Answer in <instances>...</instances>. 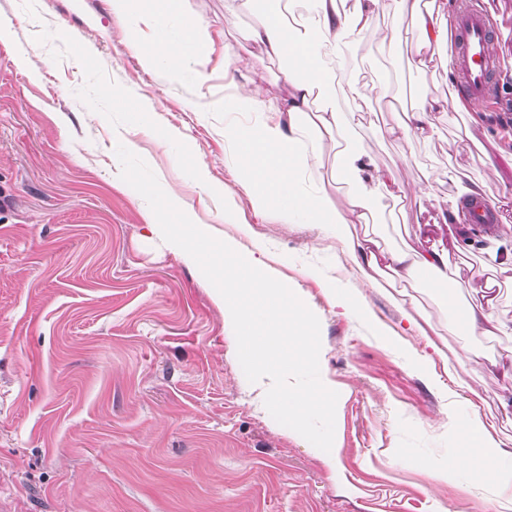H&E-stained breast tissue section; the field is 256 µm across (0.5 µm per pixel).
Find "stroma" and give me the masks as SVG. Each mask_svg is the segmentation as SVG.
<instances>
[{"label":"stroma","instance_id":"35a3bbf8","mask_svg":"<svg viewBox=\"0 0 512 512\" xmlns=\"http://www.w3.org/2000/svg\"><path fill=\"white\" fill-rule=\"evenodd\" d=\"M186 6L209 26L203 81L143 67L112 0H0L10 28L0 40V512H476L466 480L437 481L423 464L461 448L452 408L512 435L499 407L512 383L492 365L512 352V335H467L443 289L413 288L434 327L418 335L404 307L352 275L331 234L254 211L225 161L224 115L208 109L224 95V45L254 17L225 15L224 0ZM391 22L379 15L351 56L357 80L390 83L408 108L455 93L447 69L423 74L407 50L380 47L375 31ZM116 90L151 107V128L114 106ZM482 108L481 126L438 112L434 138L409 141L382 135L400 115L370 102L352 143L394 164L407 193L375 212L389 246L426 221L414 201L423 184L440 199L474 183L512 196V125L501 122L512 79ZM116 130L198 223L232 233V204L302 291L320 321L323 369L344 394L335 467L256 410L200 274L146 232L145 199L115 178ZM159 130L173 132L169 146ZM197 159L225 204L193 183ZM451 166L456 188L436 181ZM498 213L474 226L466 255L452 250L449 228L439 232L461 303L483 281L482 251L512 238V200ZM328 277L373 324L332 301Z\"/></svg>","mask_w":512,"mask_h":512}]
</instances>
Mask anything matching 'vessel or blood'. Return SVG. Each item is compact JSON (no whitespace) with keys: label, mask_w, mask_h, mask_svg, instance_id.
I'll use <instances>...</instances> for the list:
<instances>
[{"label":"vessel or blood","mask_w":512,"mask_h":512,"mask_svg":"<svg viewBox=\"0 0 512 512\" xmlns=\"http://www.w3.org/2000/svg\"><path fill=\"white\" fill-rule=\"evenodd\" d=\"M455 34L456 88L472 101L493 97L498 87V73L492 42L496 22L477 0H458Z\"/></svg>","instance_id":"1"}]
</instances>
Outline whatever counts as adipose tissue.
I'll return each mask as SVG.
<instances>
[{
	"mask_svg": "<svg viewBox=\"0 0 512 512\" xmlns=\"http://www.w3.org/2000/svg\"><path fill=\"white\" fill-rule=\"evenodd\" d=\"M184 0H112V11L123 18L130 37L141 52L146 68H158L177 76L204 79L205 27L183 8ZM308 12L288 24L286 0H225L230 13L252 12L256 23L237 33L224 51V76L233 88L219 102L224 114L226 162L255 210H277L287 224H309L332 233L353 263L355 271L371 286L379 276L391 283L428 287L450 283L448 250L435 244L386 248L373 235H358L354 225L368 223L376 205L398 199L402 187L389 168L351 146L358 125V111L366 110L370 97H384L387 84L365 89L347 70V59L379 13L392 11L396 21L381 30L383 46L398 50L403 39L404 15H411L421 36L412 50L411 63L428 71L437 59L452 63L453 21L427 12H407L408 0H311ZM282 62L277 78L281 89L273 95L245 82L255 53ZM357 101V111L341 112L331 97L335 88ZM471 102L451 96L427 99L406 115L392 135L431 138L435 112H477ZM240 112L256 114L255 122L240 124ZM335 136V154L329 182L318 179L319 155L311 134ZM343 189L334 198L330 186ZM467 450L448 460L434 461L430 469L437 480L448 483L472 477L483 512H512V448L494 438L480 417L465 423Z\"/></svg>",
	"mask_w": 512,
	"mask_h": 512,
	"instance_id": "ef3b65f1",
	"label": "adipose tissue"
}]
</instances>
